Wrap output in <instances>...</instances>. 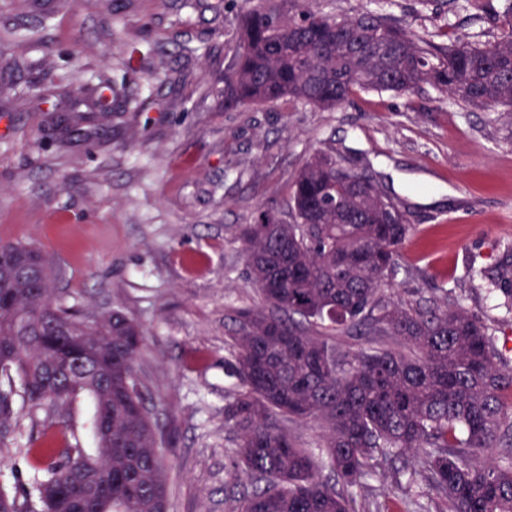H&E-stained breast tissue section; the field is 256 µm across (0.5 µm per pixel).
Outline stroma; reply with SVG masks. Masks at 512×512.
<instances>
[{"label": "stroma", "mask_w": 512, "mask_h": 512, "mask_svg": "<svg viewBox=\"0 0 512 512\" xmlns=\"http://www.w3.org/2000/svg\"><path fill=\"white\" fill-rule=\"evenodd\" d=\"M337 17L372 12L442 42H486L479 9L448 0H305ZM244 0H0V28L45 19L42 39L0 35V242L56 262L69 302L118 309L146 342L139 365L174 441L162 449L168 512H237L249 487L229 460L227 324L262 306L236 235L284 216L305 160L333 150L371 168L414 229L386 302L447 288L496 326L475 270L512 243V112L432 88L358 91L333 109L283 100L228 112L224 67ZM112 75L110 109L93 75ZM350 488L355 512H450L382 460Z\"/></svg>", "instance_id": "obj_1"}]
</instances>
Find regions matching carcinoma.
I'll return each instance as SVG.
<instances>
[{
	"label": "carcinoma",
	"mask_w": 512,
	"mask_h": 512,
	"mask_svg": "<svg viewBox=\"0 0 512 512\" xmlns=\"http://www.w3.org/2000/svg\"><path fill=\"white\" fill-rule=\"evenodd\" d=\"M486 18L494 40L439 46L387 16L338 19L297 0H260L224 68V110L288 98L331 108L357 89L413 94L425 85L473 108L512 110V0L488 6ZM333 28L341 36L324 40ZM288 210V221L263 213L238 229L265 303L236 312L225 364L235 379L224 397V427L237 440L231 466L252 486L239 512H353L348 489L367 460L394 464L408 453L420 468L396 472L447 498L452 512H512V361L498 337L451 290L393 306L378 297L397 272L407 214L370 170L331 151L303 165ZM2 250L35 251L42 263L25 273L0 266V447L27 407L69 428L68 408L84 394L96 446L66 437L48 448L31 425L21 452L35 482L17 473L0 484V512H167L140 325L57 296L41 248ZM479 275L503 310L498 324L512 327V244ZM342 329L369 346L343 351ZM386 336L398 346H385ZM285 421L320 422L321 455L297 444ZM325 468L336 484L321 478Z\"/></svg>",
	"instance_id": "obj_1"
}]
</instances>
